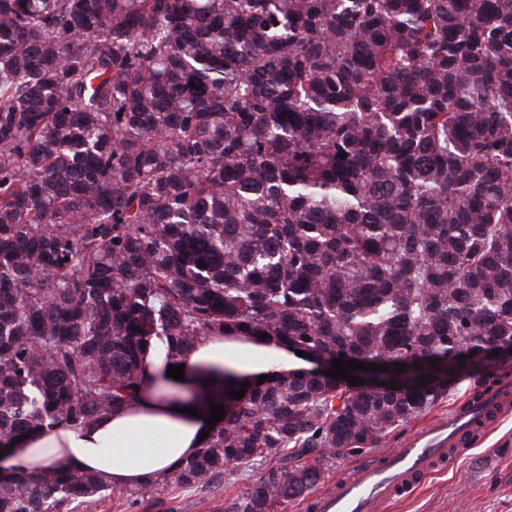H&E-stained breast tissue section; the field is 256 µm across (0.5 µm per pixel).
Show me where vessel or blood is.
Returning <instances> with one entry per match:
<instances>
[{
	"instance_id": "1",
	"label": "vessel or blood",
	"mask_w": 512,
	"mask_h": 512,
	"mask_svg": "<svg viewBox=\"0 0 512 512\" xmlns=\"http://www.w3.org/2000/svg\"><path fill=\"white\" fill-rule=\"evenodd\" d=\"M469 417L468 411L450 412L448 421L426 427L405 440L399 455L386 465L367 462L358 466L335 493L316 499V512H374L376 506L399 489L414 485L432 460L444 457L452 442L451 431Z\"/></svg>"
}]
</instances>
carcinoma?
<instances>
[{
	"label": "carcinoma",
	"instance_id": "cac0c4a2",
	"mask_svg": "<svg viewBox=\"0 0 512 512\" xmlns=\"http://www.w3.org/2000/svg\"><path fill=\"white\" fill-rule=\"evenodd\" d=\"M207 334L433 381L226 371L135 502L243 482L224 512H276L512 346V0H0V445ZM113 491L0 470V512ZM388 372H373L370 370H348L349 375L360 376L365 379L364 385H359L362 388H379L382 385H379V382H387V386L390 387V381L396 380V387L403 388L408 384V381L414 376L413 373H405V374H392V369H395V366L386 364ZM374 380H377V383H374Z\"/></svg>",
	"mask_w": 512,
	"mask_h": 512
}]
</instances>
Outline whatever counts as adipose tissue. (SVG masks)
Segmentation results:
<instances>
[{"instance_id":"adipose-tissue-1","label":"adipose tissue","mask_w":512,"mask_h":512,"mask_svg":"<svg viewBox=\"0 0 512 512\" xmlns=\"http://www.w3.org/2000/svg\"><path fill=\"white\" fill-rule=\"evenodd\" d=\"M182 380L150 357L137 398L82 427L54 426L20 441L6 464L37 472L51 464L94 471L117 488L141 487L174 469L198 447L205 418L187 415L186 395L208 375L230 370L258 377L299 368L287 350L208 335L183 357Z\"/></svg>"}]
</instances>
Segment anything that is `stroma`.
Here are the masks:
<instances>
[{"instance_id": "35a3bbf8", "label": "stroma", "mask_w": 512, "mask_h": 512, "mask_svg": "<svg viewBox=\"0 0 512 512\" xmlns=\"http://www.w3.org/2000/svg\"><path fill=\"white\" fill-rule=\"evenodd\" d=\"M482 373L462 378L448 398L433 411L409 422L370 452L373 462H384L403 437L422 426L447 417L467 402L481 386ZM239 485L222 486L200 496L190 491L166 490L162 496L174 512H221L225 498L236 495ZM379 512H512V407L490 418L476 435L457 441L434 472Z\"/></svg>"}]
</instances>
